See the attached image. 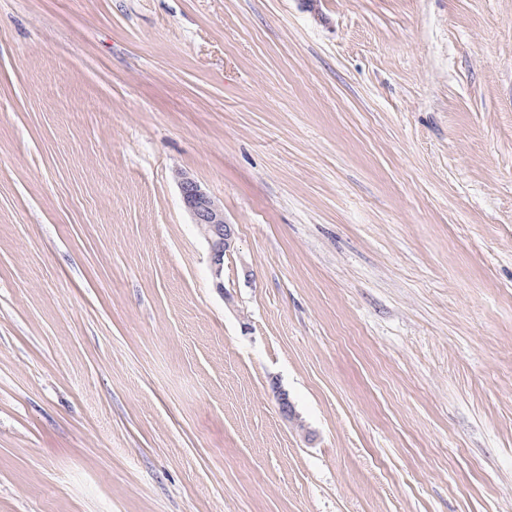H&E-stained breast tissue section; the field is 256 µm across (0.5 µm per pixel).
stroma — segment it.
<instances>
[{"label": "stroma", "instance_id": "stroma-1", "mask_svg": "<svg viewBox=\"0 0 512 512\" xmlns=\"http://www.w3.org/2000/svg\"><path fill=\"white\" fill-rule=\"evenodd\" d=\"M0 512H512V0H0ZM182 199L193 224L200 227L210 249L215 276L221 277L224 255L234 247L235 227L224 216V208L187 173L176 175Z\"/></svg>", "mask_w": 512, "mask_h": 512}]
</instances>
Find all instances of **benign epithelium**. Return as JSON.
<instances>
[{
	"mask_svg": "<svg viewBox=\"0 0 512 512\" xmlns=\"http://www.w3.org/2000/svg\"><path fill=\"white\" fill-rule=\"evenodd\" d=\"M177 179L184 205L209 245L214 274L219 277L224 268V255L234 247L235 227L225 218L223 206L192 177L180 171Z\"/></svg>",
	"mask_w": 512,
	"mask_h": 512,
	"instance_id": "obj_1",
	"label": "benign epithelium"
}]
</instances>
